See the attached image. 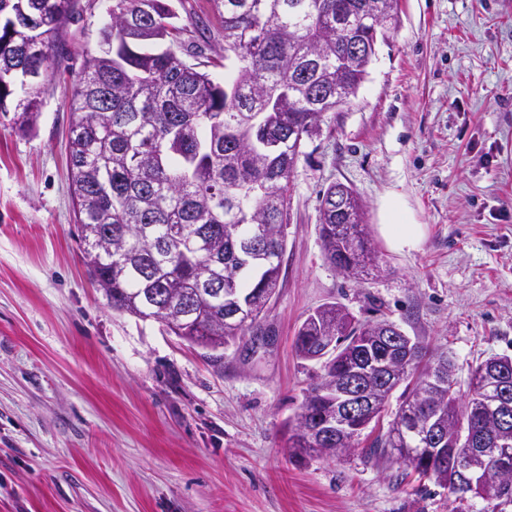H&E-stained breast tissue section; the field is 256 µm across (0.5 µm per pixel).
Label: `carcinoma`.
<instances>
[{"mask_svg":"<svg viewBox=\"0 0 512 512\" xmlns=\"http://www.w3.org/2000/svg\"><path fill=\"white\" fill-rule=\"evenodd\" d=\"M222 19L224 82L199 71L202 49L180 39L175 15L162 0H118L112 7V52L84 57L70 105L69 181L83 262L94 284L107 289L112 309L163 322L192 345L222 337L223 347L242 339L275 295L286 247L290 178L305 139L326 112L355 96L373 55L346 59V43L375 44L396 24L399 0H366L376 16L358 15L361 0H212ZM78 0H0V118L13 114L19 128L36 122L41 90L19 79L38 52L48 66L65 61L68 26ZM347 31L336 34L341 18ZM322 193L319 221L325 259L344 276L367 277L379 252L367 231ZM252 238L274 257L257 265L244 254ZM171 289L176 318L162 321L155 295ZM387 320L355 319L336 302L308 315L295 340L304 362L332 346L319 361L293 425V457L315 451L295 439L302 422L330 411L328 379L339 380L369 358L363 338ZM472 370L469 400L447 386L428 388L432 371H454L445 353L434 355L415 341L412 363L399 365L402 402L387 431L365 450L376 463L395 448H419L420 440L397 431L405 412L437 406L452 415L454 433L479 447L488 434V413L476 403L479 370ZM418 475L448 490L471 512H504L493 486L457 490L452 474L420 454L408 462Z\"/></svg>","mask_w":512,"mask_h":512,"instance_id":"carcinoma-1","label":"carcinoma"}]
</instances>
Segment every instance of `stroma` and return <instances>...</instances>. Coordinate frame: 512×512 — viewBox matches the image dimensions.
I'll return each instance as SVG.
<instances>
[{
  "instance_id": "35a3bbf8",
  "label": "stroma",
  "mask_w": 512,
  "mask_h": 512,
  "mask_svg": "<svg viewBox=\"0 0 512 512\" xmlns=\"http://www.w3.org/2000/svg\"><path fill=\"white\" fill-rule=\"evenodd\" d=\"M164 2L182 40L216 57L211 0ZM114 3L80 0L34 128L0 122V512H453L446 489L368 461L364 445L289 456L316 371L294 344L337 302L448 351L463 386L482 360L512 356V0H400L356 96L304 143L270 311L218 363L112 310L82 261L69 100ZM334 183L358 194L381 257L361 283L323 254ZM391 193L416 246L382 230Z\"/></svg>"
}]
</instances>
